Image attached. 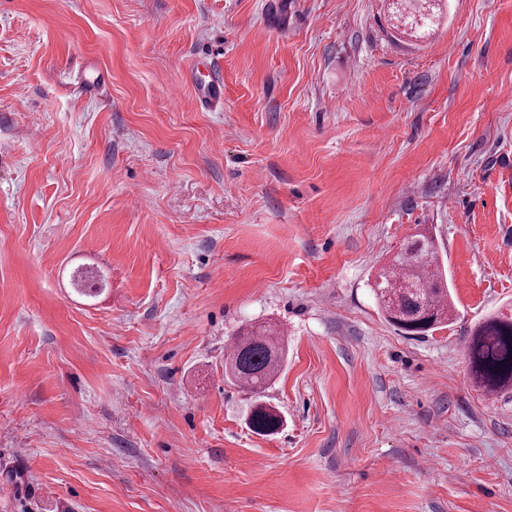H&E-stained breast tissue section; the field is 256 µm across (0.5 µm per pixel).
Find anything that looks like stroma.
I'll use <instances>...</instances> for the list:
<instances>
[{
    "instance_id": "1",
    "label": "stroma",
    "mask_w": 512,
    "mask_h": 512,
    "mask_svg": "<svg viewBox=\"0 0 512 512\" xmlns=\"http://www.w3.org/2000/svg\"><path fill=\"white\" fill-rule=\"evenodd\" d=\"M392 3L0 0V512H512L466 357L512 303V0ZM421 230L456 317L409 337L373 286ZM261 322L269 436L224 377ZM410 3L412 15L408 17V21L405 24H411V29L417 34L416 37L421 36V31L424 28L434 25V20H438L441 13L437 12L435 7L426 10L422 4L418 2H428L426 0H406ZM249 425L257 434L273 435L280 428V414L268 404H253L250 410Z\"/></svg>"
}]
</instances>
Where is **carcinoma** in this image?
<instances>
[{"label": "carcinoma", "instance_id": "obj_1", "mask_svg": "<svg viewBox=\"0 0 512 512\" xmlns=\"http://www.w3.org/2000/svg\"><path fill=\"white\" fill-rule=\"evenodd\" d=\"M408 23L416 34L439 19L436 8L407 0ZM375 290L386 320L406 336H423L453 318L448 279L439 264L435 238L418 233L381 266ZM469 376L480 391L497 394L512 390V308L487 316L470 330L467 346ZM285 360L282 332L260 325L242 332L224 359V376L254 394L262 393L280 372ZM249 425L260 435H273L281 425L279 412L268 404H254Z\"/></svg>", "mask_w": 512, "mask_h": 512}]
</instances>
